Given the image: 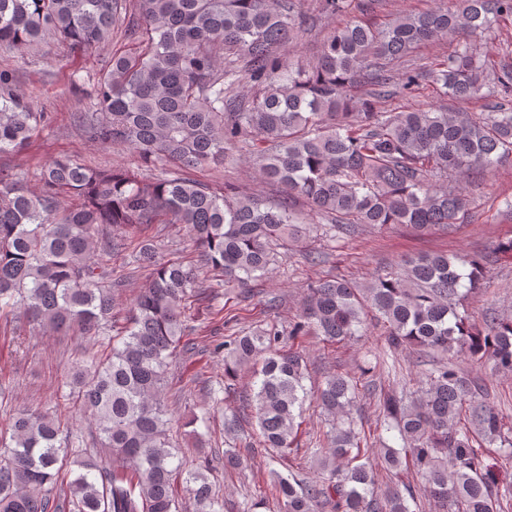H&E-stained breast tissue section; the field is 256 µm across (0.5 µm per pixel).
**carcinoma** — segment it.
I'll use <instances>...</instances> for the list:
<instances>
[{"instance_id": "cac0c4a2", "label": "carcinoma", "mask_w": 512, "mask_h": 512, "mask_svg": "<svg viewBox=\"0 0 512 512\" xmlns=\"http://www.w3.org/2000/svg\"><path fill=\"white\" fill-rule=\"evenodd\" d=\"M350 0H319L330 23L316 60L287 62L303 26V0H0V48L47 41L86 52L124 29L127 43L105 61L78 126L91 142L135 153L137 167L96 170L63 156L40 171L41 187L0 163V318L21 311L52 332L77 328L98 344L52 408L13 415L0 432V512H177L183 484L196 512H220L216 486L199 470L174 463L165 400L167 366L194 349L186 312L210 300L213 285L193 263L159 258L142 236L154 224H183L218 286L249 288L311 226L294 215L296 199L339 233L359 225L402 224L448 231L464 221L465 189L445 187L512 158V68L476 59L460 46L444 60L412 65L420 44L473 38L512 21V0H459L375 25L336 22ZM427 81L455 99L484 88L497 98L477 115L441 108L377 112L380 99ZM0 71V159L25 149L52 117L37 112ZM246 83L254 94L234 93ZM255 156L258 172L282 187L269 205L231 183L220 187L170 168L219 169L236 152ZM154 168L160 176L148 178ZM73 202L61 204V195ZM133 248L146 280L126 324L114 328L112 253ZM491 256L425 254L365 284L320 279L304 293L288 328L271 321L215 343L224 377L257 363L245 407L254 411L264 448L293 450L303 402L313 397L330 428L306 454L317 474L274 473L284 512H505L512 477L501 478L482 448L512 455V421L480 394L456 359L512 374V315L490 308L483 326L465 301L486 287ZM393 349L427 357L420 385L385 394L379 428L394 447L369 454L371 435L352 416L373 384L333 375L308 394L299 341L344 343L363 335L367 317ZM78 411L95 424L92 447L63 419ZM409 468L418 484H378L377 468Z\"/></svg>"}]
</instances>
